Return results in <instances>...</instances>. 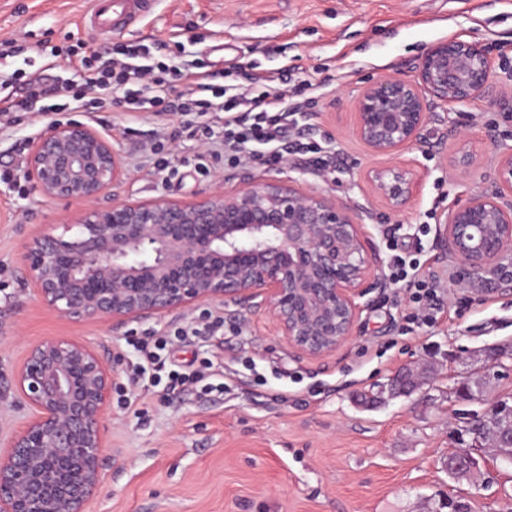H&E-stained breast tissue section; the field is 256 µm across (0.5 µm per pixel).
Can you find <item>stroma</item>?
<instances>
[{"mask_svg":"<svg viewBox=\"0 0 512 512\" xmlns=\"http://www.w3.org/2000/svg\"><path fill=\"white\" fill-rule=\"evenodd\" d=\"M90 0H0V41L22 45L0 63V73L32 72L56 61L70 78L69 50L82 45L102 56L128 44L150 46L155 60L201 57L220 85L246 75L272 76V89L301 80L315 84L305 136L329 142L335 168L318 169L294 157L275 166L243 163L206 170L214 146L181 135L178 114L111 111L62 112L60 123L85 122L122 148L126 178L112 200L200 199L252 178L290 179L358 206L369 243L386 254L389 224L430 222L420 271L436 276L432 323L408 320L412 305L396 288L361 300L354 334L334 353L310 358L288 346L263 313L243 320L236 303L202 304L119 328L76 323L45 310L20 261L23 243L81 202L48 199L28 180L0 181V438L23 426L29 407L15 374L29 348L51 336L76 337L114 364L106 412L104 479L88 512H438L447 497L464 493L473 512H512V466L491 447L480 452V473L451 478L444 461L452 428L467 404L450 388L483 365L487 348H512V287L464 275L438 238L451 206L492 190L502 155L512 153V125L490 100L447 105L429 102L422 143L401 151L419 188L405 211L382 219L384 204L365 179L390 158L371 153L354 135L355 101L382 75L414 79L425 49L458 38L488 45L499 73L496 90L512 88L502 65H512V0H152L147 13L120 33L100 34L90 24ZM166 129L165 151L177 173L155 169L142 144ZM466 131L476 174L463 173L453 129ZM46 123L22 119L0 134V172L23 174L33 140ZM217 331L208 326L216 320ZM202 333L172 345L179 365L211 361L201 382L165 391L129 385L134 343L153 344L176 326ZM431 370L421 392L389 396L387 385L405 367ZM381 396L376 407L358 402Z\"/></svg>","mask_w":512,"mask_h":512,"instance_id":"stroma-1","label":"stroma"}]
</instances>
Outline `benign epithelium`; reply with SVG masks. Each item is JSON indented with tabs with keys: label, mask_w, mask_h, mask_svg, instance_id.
<instances>
[{
	"label": "benign epithelium",
	"mask_w": 512,
	"mask_h": 512,
	"mask_svg": "<svg viewBox=\"0 0 512 512\" xmlns=\"http://www.w3.org/2000/svg\"><path fill=\"white\" fill-rule=\"evenodd\" d=\"M493 61L486 45L459 39L431 44L416 78L380 77L356 100L354 132L393 163L366 179L389 213L415 195L413 172L395 161L423 139L427 98L445 104L483 100ZM126 175L119 145L81 123L53 126L32 143L26 176L44 197L90 207L48 227L22 246L37 299L49 311L84 324L132 321L203 302L243 301L266 313L288 346L311 358L330 354L354 335L356 300L387 283L380 257L366 247L355 208L292 180L258 178L233 191L189 202H95ZM495 190L448 209L441 246L468 274L499 276L512 256V154L500 158ZM112 362L68 337L28 350L16 374L32 416L0 446V512H87L103 479L105 412ZM512 419V401L474 414ZM445 467L457 481L479 470L467 431Z\"/></svg>",
	"instance_id": "benign-epithelium-1"
}]
</instances>
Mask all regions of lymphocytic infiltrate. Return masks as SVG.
<instances>
[{
	"instance_id": "f902f5d3",
	"label": "lymphocytic infiltrate",
	"mask_w": 512,
	"mask_h": 512,
	"mask_svg": "<svg viewBox=\"0 0 512 512\" xmlns=\"http://www.w3.org/2000/svg\"><path fill=\"white\" fill-rule=\"evenodd\" d=\"M207 72L196 63L156 65L150 50L143 45L124 50L122 57L101 59L90 50L80 60V84L46 71H38L22 85L0 98V132L7 131L26 114L49 117L51 110L61 112H101L111 110L114 101H122L127 111L150 109L157 113L178 112L182 116L205 117L220 125L224 138V157L230 163L253 161L274 165L285 156L319 155L323 165L331 158L325 146L317 142H291L289 127L303 119L304 105L287 91H258L260 77L246 86L209 83ZM60 97L57 108L45 105L47 95ZM407 244L399 233H392L389 278L396 288L408 293L419 311L411 322L427 321V309L437 296V281L420 272L419 260L406 252ZM194 326L178 330L176 337L198 335ZM173 337V338H176ZM173 338L160 337L152 349L143 350L134 370V381L145 380L152 372H167L172 384L196 382L197 371L167 370L164 353Z\"/></svg>"
}]
</instances>
